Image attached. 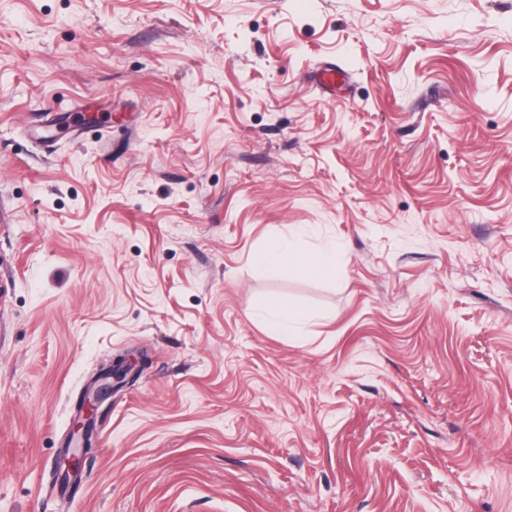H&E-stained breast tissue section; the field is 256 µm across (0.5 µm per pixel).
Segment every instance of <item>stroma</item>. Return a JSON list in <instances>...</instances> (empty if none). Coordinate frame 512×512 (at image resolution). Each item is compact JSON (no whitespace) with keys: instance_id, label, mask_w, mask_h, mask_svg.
Segmentation results:
<instances>
[{"instance_id":"obj_1","label":"stroma","mask_w":512,"mask_h":512,"mask_svg":"<svg viewBox=\"0 0 512 512\" xmlns=\"http://www.w3.org/2000/svg\"><path fill=\"white\" fill-rule=\"evenodd\" d=\"M1 200L0 512H512V0H0ZM345 71L336 65L317 69L312 76V82L316 85L321 95L331 93L336 89V83L346 78ZM290 260L296 272L300 275L315 274L317 276L331 277L336 271V255L332 253L319 254H291L274 247L256 255L255 263L260 267H275L285 260ZM270 310L276 314L279 321L276 328L279 332L287 333L291 326L302 316V313L280 301H272L269 304ZM141 365L140 357H126L116 360L112 363L110 368L100 375V379L105 380L96 391L92 393V395L87 396L83 402L80 404V415L77 417L74 425V434H78L82 439V445L80 447L71 448L68 445L66 448L62 450V459L64 468L65 477L77 478L80 473V463H81V453L87 449L91 448V438L93 435V430L91 429L92 419L94 415V411L97 408L98 403H100L102 397L106 395L108 392L113 390L112 381L110 379H121L125 377L128 372L132 370L138 371Z\"/></svg>"}]
</instances>
